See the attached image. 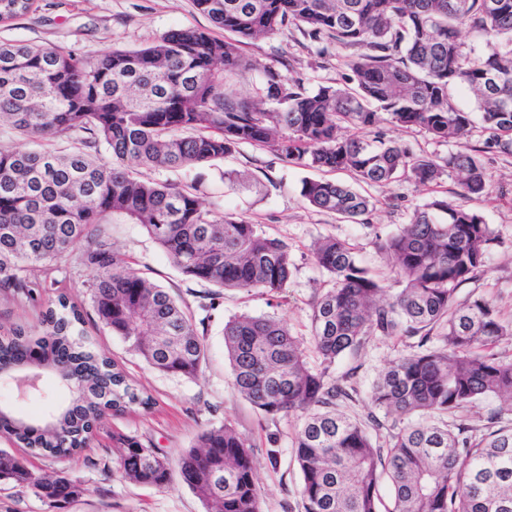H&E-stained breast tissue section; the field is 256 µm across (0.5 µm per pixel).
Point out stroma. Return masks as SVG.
<instances>
[{"label":"stroma","instance_id":"35a3bbf8","mask_svg":"<svg viewBox=\"0 0 512 512\" xmlns=\"http://www.w3.org/2000/svg\"><path fill=\"white\" fill-rule=\"evenodd\" d=\"M197 27L212 29L224 37L221 28L199 13L192 0H36L34 8L8 23H0V43H25L58 47L95 56L120 48L148 46L167 32ZM252 60L251 68L224 75L227 95L240 99L255 95L264 82L266 69H284L290 79L301 80L309 90L322 85H342L343 61L350 49L330 46L320 54L318 44L305 39L297 29L239 46ZM487 137L481 123H474L467 140L480 148L488 175L485 196H460L455 175H442L436 183L418 185L401 179L389 184L363 186L374 203L365 223L352 224L321 212L301 196L303 180L320 178V171L288 162L274 152L243 145L222 160L178 171L154 170L151 178L196 185L204 203H216L225 212L258 224L268 235L288 241L295 269L281 298L264 289H226L203 311L198 298L203 287L188 280L165 257L159 246L140 225L111 227L115 248L133 268L162 285L187 306L205 327L208 363L199 378L188 379L151 368L128 343L103 328L91 308L88 283L94 273L67 257L57 271L44 277L33 301L0 297V327L18 323L36 324L39 313L67 294L85 311L84 329L92 345L115 361L128 378L152 395L150 411L132 407L109 413L94 430L82 452L68 459L19 454L29 457L39 472L66 473L80 480L85 494L64 512H204L200 501L184 483L167 489L141 486L124 478L113 462V435L138 439L145 446L161 449L170 463H177L197 435L212 426L230 424L248 439L256 463L261 490L262 512H303L298 494L301 477L292 445L296 423L270 420L232 386L231 367L224 353V324L246 313L272 316L285 323L299 337L311 335L312 304L330 288L331 282L316 264L311 247L318 239L333 236L353 245L360 262L384 284H392L394 272L377 243L408 223L415 207L432 199L462 205L483 216L498 243L486 258L484 273L461 285L458 300L479 296L493 299L504 316H512V155L484 150ZM247 174L250 188L234 191L227 187L228 173ZM417 338L374 336L355 354L340 357L334 373L347 386L351 397L341 401V410L360 421L371 411L368 396L381 371L400 354L412 351ZM70 392L54 374H44L37 389L23 390L9 377H0V407L21 415L48 418L67 401Z\"/></svg>","mask_w":512,"mask_h":512}]
</instances>
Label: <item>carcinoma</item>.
Returning a JSON list of instances; mask_svg holds the SVG:
<instances>
[{
    "mask_svg": "<svg viewBox=\"0 0 512 512\" xmlns=\"http://www.w3.org/2000/svg\"><path fill=\"white\" fill-rule=\"evenodd\" d=\"M211 22L239 40L271 37L294 26L310 41L364 47L346 59L344 86L308 91L275 70L251 100L224 93L223 70L252 66L203 28L172 30L139 49L97 56L61 48L0 44V127L30 138L37 150L0 146V295L34 299V272H47L78 252L95 276L88 285L99 323L152 368L199 377L206 356L181 305L130 267L106 225L139 224L188 279L219 289L263 288L278 296L293 274L291 248L257 225L203 205L194 187L144 177L127 166L184 168L224 159L243 144L268 149L301 166L350 171L366 184L401 177L429 184L455 173L461 195L486 193L479 150L462 142L474 120L452 97L473 96L489 137L485 148L512 155V0H193ZM34 0H0L3 20ZM463 27L478 37L466 48ZM417 128L458 150L413 155L378 130ZM373 137H368L369 133ZM72 143L66 152L43 147ZM106 149L111 161L100 158ZM302 197L321 211L360 223L370 198L333 181L305 180ZM495 243L482 216L433 199L409 223L378 242L391 262L390 289L362 266L345 240L313 245L332 286L312 307L310 343L270 316L240 315L224 324V349L235 389L272 419L294 418L295 461L304 512H380V487L393 492L389 512H512V419L490 417L483 432L448 416L497 398L512 407V356L489 352L512 340L495 302H460L457 289L478 277ZM43 310L42 335L22 326L0 334V370L50 364L79 394L54 417L56 431L5 414L0 431L57 459L83 449L110 412L152 397L126 383L111 361L85 345L83 311L65 294ZM442 330L443 345H428ZM373 336L420 337L372 386L369 402L406 421L392 426L387 453L367 428L337 408L348 391L332 374L346 352ZM124 477L165 489L174 476L204 512H261L250 444L228 424L203 430L177 468L134 437L116 439ZM0 481L29 488L53 509L81 497L82 484L45 476L24 457L0 449Z\"/></svg>",
    "mask_w": 512,
    "mask_h": 512,
    "instance_id": "obj_1",
    "label": "carcinoma"
}]
</instances>
